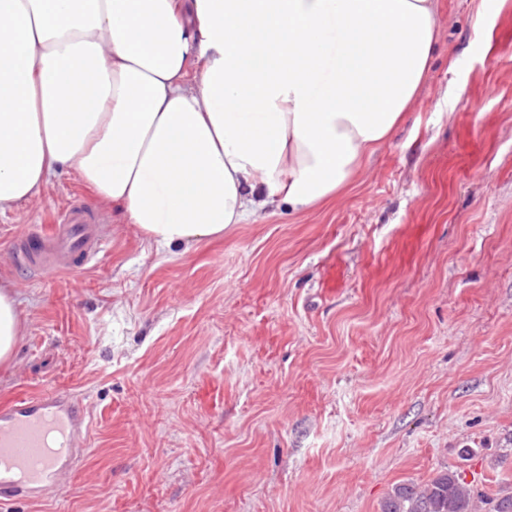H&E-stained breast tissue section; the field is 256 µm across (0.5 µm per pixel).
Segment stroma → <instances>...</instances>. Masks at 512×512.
<instances>
[{"label": "stroma", "mask_w": 512, "mask_h": 512, "mask_svg": "<svg viewBox=\"0 0 512 512\" xmlns=\"http://www.w3.org/2000/svg\"><path fill=\"white\" fill-rule=\"evenodd\" d=\"M435 2L405 121L327 206L160 252L64 170L0 214V407L66 389L91 420L67 492L1 512H380L447 469L512 491V0ZM73 198L107 215L98 260L19 265ZM13 286L0 282V364L8 365L12 362L20 336V315L16 294Z\"/></svg>", "instance_id": "obj_1"}]
</instances>
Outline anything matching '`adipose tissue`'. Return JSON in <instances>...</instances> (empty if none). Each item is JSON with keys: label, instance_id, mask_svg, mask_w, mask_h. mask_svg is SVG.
I'll use <instances>...</instances> for the list:
<instances>
[{"label": "adipose tissue", "instance_id": "1", "mask_svg": "<svg viewBox=\"0 0 512 512\" xmlns=\"http://www.w3.org/2000/svg\"><path fill=\"white\" fill-rule=\"evenodd\" d=\"M434 0H0V212L78 174L156 249L329 203L404 121ZM20 334L0 282V364Z\"/></svg>", "mask_w": 512, "mask_h": 512}]
</instances>
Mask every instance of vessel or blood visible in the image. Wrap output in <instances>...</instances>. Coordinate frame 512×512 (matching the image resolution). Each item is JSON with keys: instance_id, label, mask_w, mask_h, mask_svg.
Here are the masks:
<instances>
[{"instance_id": "obj_1", "label": "vessel or blood", "mask_w": 512, "mask_h": 512, "mask_svg": "<svg viewBox=\"0 0 512 512\" xmlns=\"http://www.w3.org/2000/svg\"><path fill=\"white\" fill-rule=\"evenodd\" d=\"M101 215L77 202L60 209L51 228L33 229L14 244L18 258L45 274L87 268L106 248ZM90 434L87 406L52 390L0 408V502L34 503L76 467Z\"/></svg>"}]
</instances>
